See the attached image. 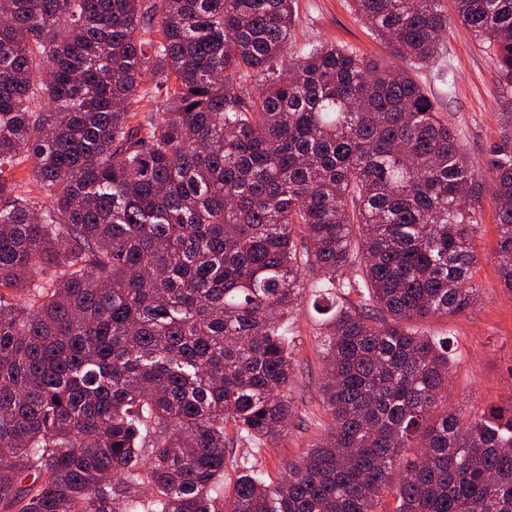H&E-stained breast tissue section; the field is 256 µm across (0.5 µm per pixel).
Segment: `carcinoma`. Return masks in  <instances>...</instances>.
<instances>
[{"instance_id": "cac0c4a2", "label": "carcinoma", "mask_w": 512, "mask_h": 512, "mask_svg": "<svg viewBox=\"0 0 512 512\" xmlns=\"http://www.w3.org/2000/svg\"><path fill=\"white\" fill-rule=\"evenodd\" d=\"M453 2L512 85V0ZM294 5L0 0V512H512V404L448 407L421 328L473 306L485 188L512 289V113L482 179L418 74L443 0H352L398 66ZM308 290L329 424L224 493L228 426L286 434Z\"/></svg>"}]
</instances>
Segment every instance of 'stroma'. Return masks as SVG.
I'll return each instance as SVG.
<instances>
[{"mask_svg": "<svg viewBox=\"0 0 512 512\" xmlns=\"http://www.w3.org/2000/svg\"><path fill=\"white\" fill-rule=\"evenodd\" d=\"M295 7L297 45L328 41L366 56L387 57V49L356 18L348 0H296ZM438 63L439 70L448 74L447 82L439 81L437 70H422L420 76L428 92L439 99L463 151L474 165H484L490 145L500 134L501 114L512 112V88L500 83L488 48L460 25H453L447 33ZM481 203V225L475 236L479 262L472 276L477 303L464 314L425 324L428 333L448 337L459 355L448 384L449 403L475 408L512 400V289L505 287L496 260L495 202L487 193ZM292 328L297 369L290 395L295 413L286 436L276 445L240 442L229 451L238 467H261L272 479L279 477L288 460L310 448L323 434L326 422L320 407L325 378L319 353L321 329L311 303L299 307Z\"/></svg>", "mask_w": 512, "mask_h": 512, "instance_id": "1", "label": "stroma"}]
</instances>
